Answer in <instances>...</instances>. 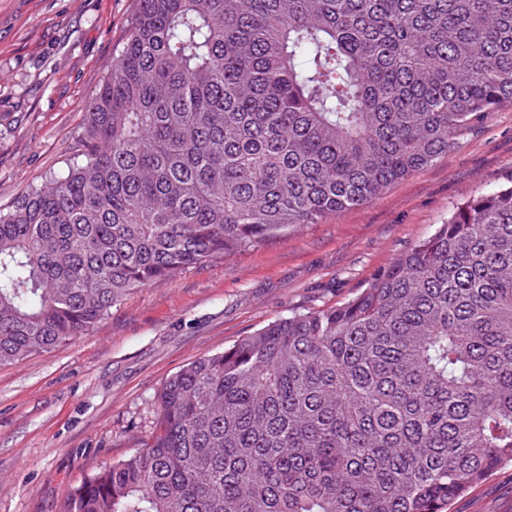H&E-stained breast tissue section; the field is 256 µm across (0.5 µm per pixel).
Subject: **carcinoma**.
<instances>
[{
    "label": "carcinoma",
    "mask_w": 512,
    "mask_h": 512,
    "mask_svg": "<svg viewBox=\"0 0 512 512\" xmlns=\"http://www.w3.org/2000/svg\"><path fill=\"white\" fill-rule=\"evenodd\" d=\"M512 103V0H137L81 160L0 210V365L362 205ZM62 512H448L512 463V180L169 377Z\"/></svg>",
    "instance_id": "cac0c4a2"
}]
</instances>
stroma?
I'll return each mask as SVG.
<instances>
[{
    "mask_svg": "<svg viewBox=\"0 0 512 512\" xmlns=\"http://www.w3.org/2000/svg\"><path fill=\"white\" fill-rule=\"evenodd\" d=\"M136 0H0V207L65 171ZM512 179V104L369 202L136 289L74 342L0 366V512H61L132 455L187 364L279 318L350 298L454 205ZM448 512H512V465Z\"/></svg>",
    "mask_w": 512,
    "mask_h": 512,
    "instance_id": "1",
    "label": "stroma"
}]
</instances>
